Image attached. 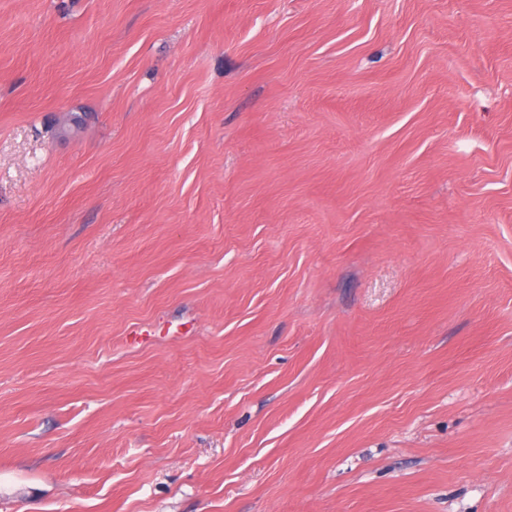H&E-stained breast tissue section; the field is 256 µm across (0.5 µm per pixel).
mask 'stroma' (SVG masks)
Wrapping results in <instances>:
<instances>
[{
  "label": "stroma",
  "instance_id": "stroma-1",
  "mask_svg": "<svg viewBox=\"0 0 512 512\" xmlns=\"http://www.w3.org/2000/svg\"><path fill=\"white\" fill-rule=\"evenodd\" d=\"M0 512H512V0H0Z\"/></svg>",
  "mask_w": 512,
  "mask_h": 512
}]
</instances>
